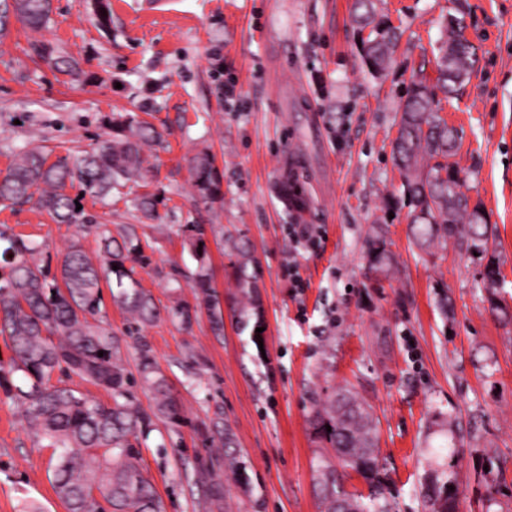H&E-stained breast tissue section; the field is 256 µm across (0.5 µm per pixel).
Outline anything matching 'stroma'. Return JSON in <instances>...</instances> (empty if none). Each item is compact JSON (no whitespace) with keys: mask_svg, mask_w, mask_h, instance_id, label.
<instances>
[{"mask_svg":"<svg viewBox=\"0 0 512 512\" xmlns=\"http://www.w3.org/2000/svg\"><path fill=\"white\" fill-rule=\"evenodd\" d=\"M352 0H112L108 28L92 0H52L38 33L13 24L0 38V172L29 141L80 151L104 136L112 113L166 133L146 180L89 214L111 229L138 227L150 266L137 277L162 314L143 327L179 401V427L155 423L139 451L160 512H320L314 464L324 450L310 419L346 388L377 424L380 480L395 512H424L433 478L452 481L459 512H512V0H377V22L402 36L387 69L365 66ZM463 18L478 71L442 115L461 136L453 158L463 190L495 225L487 251L466 245L420 250L408 236L391 143L412 76H436L442 15ZM64 46L89 81L65 84L32 46ZM235 87L234 96L221 92ZM210 151L223 198H196L185 158ZM292 176L309 200L311 240L293 245L280 182ZM157 194L158 219L133 207ZM219 224L249 239L258 259L262 345L240 330L225 273L224 241L208 240L224 333L207 312L190 327L169 316L197 262L182 224ZM0 224L50 254L73 237L98 251L99 237L53 223L36 208L0 207ZM385 237L389 278L369 270L367 241ZM503 279L485 288L481 272ZM500 308L491 310L489 297ZM227 422L234 449L210 447L207 428ZM455 451L453 466L430 449ZM234 454L238 471L225 464ZM51 451L30 434L22 407L0 392V512L33 502L66 512L52 487ZM224 490L210 496V485Z\"/></svg>","mask_w":512,"mask_h":512,"instance_id":"obj_1","label":"stroma"}]
</instances>
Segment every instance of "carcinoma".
<instances>
[{
    "instance_id": "carcinoma-1",
    "label": "carcinoma",
    "mask_w": 512,
    "mask_h": 512,
    "mask_svg": "<svg viewBox=\"0 0 512 512\" xmlns=\"http://www.w3.org/2000/svg\"><path fill=\"white\" fill-rule=\"evenodd\" d=\"M50 13L51 0H0V32L12 15L39 31L47 26ZM111 15V0H95L98 27H108ZM374 15L373 0H355V22L362 30L371 27V36L362 40L364 62L380 72L399 34L374 23ZM464 31L455 17L441 22L439 52L446 62L437 63L434 83L422 74L412 81L393 143L403 195L413 206L410 235L425 251L445 248L450 240L485 251L495 239V228L470 207L462 178L449 162L458 147V134L440 115L437 98L439 92L452 96L478 69V57ZM34 50L58 72L80 81L81 70L61 46L39 41ZM109 127L112 134L90 150L68 153L53 162L49 161L53 150L47 146L20 147L7 172L0 175L1 206L31 204L56 224H93L101 243L93 256L76 239L54 261L40 243L0 224V336L11 351L8 361H0V389L22 406L33 435L54 449L52 486L67 512H158L153 485L139 467L135 448L153 419L179 425L180 406L159 374L145 337L129 330L128 338L139 353L138 373L151 390L153 406L146 412L134 402L129 390L132 374L121 357L122 339L102 315L106 287L111 301L139 325L160 318L152 294L135 277V268L147 266L149 257L141 249L137 225H121L115 238L107 223L76 209V203L89 195L106 206L113 193L144 179L153 169L152 149L162 144L163 133L130 115L112 116ZM187 165L198 197L214 201L222 196L221 179L209 153L188 157ZM69 188L79 193L72 195ZM282 199L296 218L307 209L306 196L290 178L283 182ZM158 203L153 193L133 201L144 218L154 217ZM215 232L214 224L181 225L183 246L197 261L190 285L193 303L180 304L170 314L188 326L204 309L213 334L221 336L224 316L208 264L207 234ZM224 248L241 296L235 308L237 324L251 329L254 336L264 323L259 263L241 238L228 235ZM368 257L375 271L390 272L392 256L384 239L370 242ZM63 373L105 391L112 404L55 379ZM311 424L315 436L329 445L342 466L368 482L370 493L360 504L361 512H393L380 491L377 429L369 408L339 391L320 405ZM317 467L323 512H336V501L348 496L342 475L323 460ZM424 507L429 512H457L456 496L445 493V486L433 479L426 487Z\"/></svg>"
}]
</instances>
